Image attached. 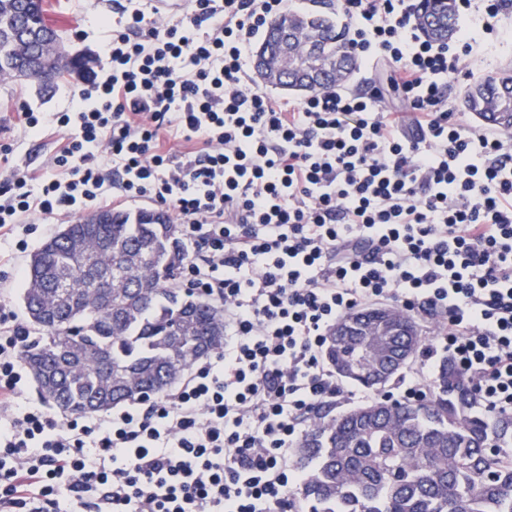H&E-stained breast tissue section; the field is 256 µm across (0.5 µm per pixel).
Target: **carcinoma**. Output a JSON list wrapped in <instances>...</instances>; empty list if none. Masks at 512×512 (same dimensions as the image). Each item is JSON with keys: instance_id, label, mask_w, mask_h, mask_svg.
I'll return each mask as SVG.
<instances>
[{"instance_id": "carcinoma-1", "label": "carcinoma", "mask_w": 512, "mask_h": 512, "mask_svg": "<svg viewBox=\"0 0 512 512\" xmlns=\"http://www.w3.org/2000/svg\"><path fill=\"white\" fill-rule=\"evenodd\" d=\"M272 20L261 53L303 56L317 48L353 72L359 61L333 20L334 0ZM44 0H0V77L15 78L14 41L28 33L57 35ZM422 34L453 36L456 0H419ZM467 111L500 130L512 115V69L477 81ZM173 220L163 214L105 211L65 224L28 263L24 307L38 336L24 363L45 401L85 415L137 399L167 395L203 357L224 345L220 305L173 287L188 260ZM112 281L110 288L93 289ZM98 297L99 303L91 301ZM327 359L344 379L378 390L371 375L413 359L428 336L398 307L369 309L338 322ZM472 389L441 361L426 399L396 407L375 397L344 414L317 410L293 453L308 512H512V416L474 409Z\"/></svg>"}]
</instances>
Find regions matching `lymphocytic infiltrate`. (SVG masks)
Wrapping results in <instances>:
<instances>
[{"instance_id":"1","label":"lymphocytic infiltrate","mask_w":512,"mask_h":512,"mask_svg":"<svg viewBox=\"0 0 512 512\" xmlns=\"http://www.w3.org/2000/svg\"><path fill=\"white\" fill-rule=\"evenodd\" d=\"M417 0H340L348 46L381 89L298 101L259 90L251 41L288 0L120 9L106 65L66 111L22 112L52 138L50 174L16 171L0 239L26 217L151 200L190 255L179 287L224 308V346L164 397L71 415L23 401L30 333L0 329V512H291L302 423L342 391L325 346L342 317L391 300L435 342L399 380L426 397L447 354L477 409L512 415V133L442 107L474 36L426 39Z\"/></svg>"}]
</instances>
